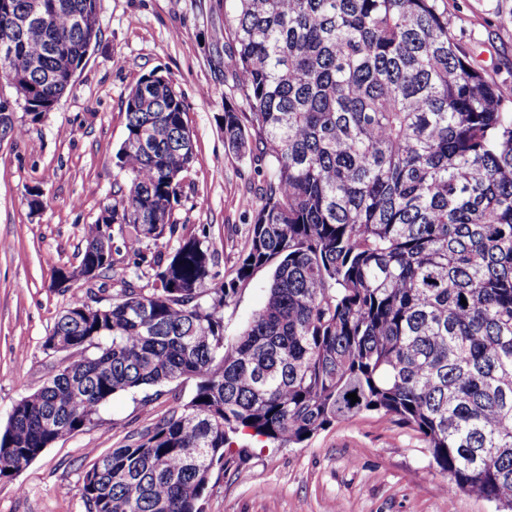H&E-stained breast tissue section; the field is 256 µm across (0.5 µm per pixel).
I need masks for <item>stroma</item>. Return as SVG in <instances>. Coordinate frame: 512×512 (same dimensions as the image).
Returning a JSON list of instances; mask_svg holds the SVG:
<instances>
[{
  "label": "stroma",
  "mask_w": 512,
  "mask_h": 512,
  "mask_svg": "<svg viewBox=\"0 0 512 512\" xmlns=\"http://www.w3.org/2000/svg\"><path fill=\"white\" fill-rule=\"evenodd\" d=\"M100 38L71 90L36 124H25L15 89L0 81V109L21 135L0 134V431L13 406L38 390L56 356L45 336L72 294L56 270L79 263L84 229L124 180L115 154L126 135V99L151 71L169 77L187 104L196 157L185 180L177 223L206 228L219 268L232 274L245 250L258 188L248 157L224 146L217 117L242 107L224 72L231 35L224 0H98ZM448 30L506 96L512 97V0H448ZM42 205L31 209L32 189ZM262 269L224 310V333L242 332L267 295ZM151 291L154 272L123 267L92 281L100 305L123 282ZM190 379L113 397L94 422L55 443L12 478L0 479V512H86L79 494L91 451L123 444L188 402ZM214 472L204 512H495L493 504L446 495L422 439L390 417L368 412L336 422L300 445L233 444Z\"/></svg>",
  "instance_id": "35a3bbf8"
}]
</instances>
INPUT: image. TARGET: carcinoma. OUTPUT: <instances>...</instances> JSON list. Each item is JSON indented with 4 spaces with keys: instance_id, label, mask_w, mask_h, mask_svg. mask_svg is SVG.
Masks as SVG:
<instances>
[{
    "instance_id": "cac0c4a2",
    "label": "carcinoma",
    "mask_w": 512,
    "mask_h": 512,
    "mask_svg": "<svg viewBox=\"0 0 512 512\" xmlns=\"http://www.w3.org/2000/svg\"><path fill=\"white\" fill-rule=\"evenodd\" d=\"M50 2L25 25L28 0H0V79L28 84L32 124L100 33L98 0ZM234 2L224 69L245 111L224 109V144L263 176L234 275L215 270L206 230L173 219L193 135L153 71L127 96L125 183L54 282L127 260L150 266L154 286L128 283L99 307L73 295L42 344L66 358L13 407L0 478L113 396L189 378L181 409L93 454L86 512H202L237 436L298 445L371 411L422 438L450 494L512 512V110L457 47L446 0ZM115 224L120 244L106 248ZM263 268L265 303L224 336V307Z\"/></svg>"
}]
</instances>
